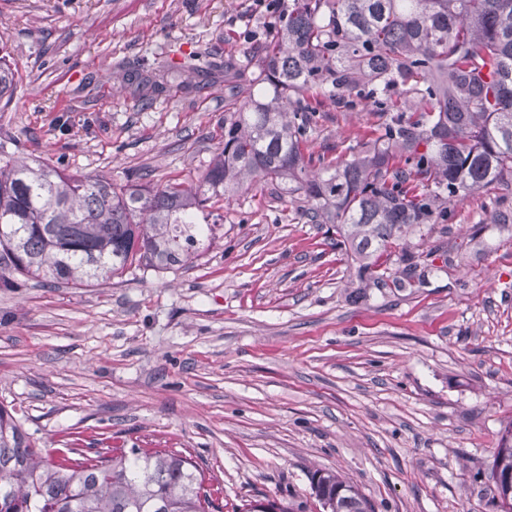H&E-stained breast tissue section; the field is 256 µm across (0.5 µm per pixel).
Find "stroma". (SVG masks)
Here are the masks:
<instances>
[{"label":"stroma","instance_id":"obj_1","mask_svg":"<svg viewBox=\"0 0 512 512\" xmlns=\"http://www.w3.org/2000/svg\"><path fill=\"white\" fill-rule=\"evenodd\" d=\"M275 21L255 0H0L17 82L0 146L121 185L197 178ZM188 54L169 88L139 83ZM381 122L324 102L310 149L344 161ZM453 211L407 237L430 269L415 288L360 287L335 228L263 182L225 204L193 267L0 288V405L45 448L189 455L224 512L265 497L316 512L319 469L375 512H501L490 474L512 422V223H490L482 193Z\"/></svg>","mask_w":512,"mask_h":512}]
</instances>
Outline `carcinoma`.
Segmentation results:
<instances>
[{"instance_id":"obj_1","label":"carcinoma","mask_w":512,"mask_h":512,"mask_svg":"<svg viewBox=\"0 0 512 512\" xmlns=\"http://www.w3.org/2000/svg\"><path fill=\"white\" fill-rule=\"evenodd\" d=\"M256 47L247 99L195 183L117 185L0 151V288L17 277L93 287L132 267L192 266L214 239L224 200L254 182L299 201L309 224H332L367 288H405L420 255L403 239L451 216L453 202L497 191L490 223L512 198V0H289ZM0 50V100L15 73ZM418 99L408 112L392 91ZM354 95L386 116L342 164L306 152L323 100ZM400 246L398 275L380 255ZM512 512V422L492 472ZM320 512H375L333 472L313 476ZM193 462L159 448H42L0 406V512H223Z\"/></svg>"}]
</instances>
